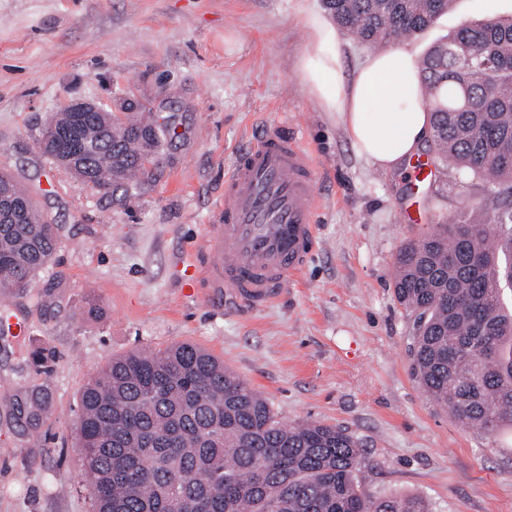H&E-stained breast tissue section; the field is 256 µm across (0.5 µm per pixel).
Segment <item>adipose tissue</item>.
Segmentation results:
<instances>
[{"label": "adipose tissue", "mask_w": 512, "mask_h": 512, "mask_svg": "<svg viewBox=\"0 0 512 512\" xmlns=\"http://www.w3.org/2000/svg\"><path fill=\"white\" fill-rule=\"evenodd\" d=\"M306 25L311 44L301 69L309 93L336 115L359 157L387 174L400 170L432 138L413 53L402 48L374 54L347 76L337 58L335 28L318 14L309 15Z\"/></svg>", "instance_id": "adipose-tissue-1"}]
</instances>
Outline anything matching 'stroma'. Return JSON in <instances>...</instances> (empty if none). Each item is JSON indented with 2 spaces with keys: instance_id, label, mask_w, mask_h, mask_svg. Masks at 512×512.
I'll list each match as a JSON object with an SVG mask.
<instances>
[{
  "instance_id": "obj_1",
  "label": "stroma",
  "mask_w": 512,
  "mask_h": 512,
  "mask_svg": "<svg viewBox=\"0 0 512 512\" xmlns=\"http://www.w3.org/2000/svg\"><path fill=\"white\" fill-rule=\"evenodd\" d=\"M321 0H0V169L59 229L29 288L0 294V512H92L77 444L80 394L113 356L191 342L266 396L281 422L316 421L356 441L371 495L432 512H512V428H465L409 373L412 316L395 299L398 251L454 216L486 223L483 183L438 169L411 190L358 157L297 66ZM512 0H455L415 57ZM134 98L175 128L142 188L99 193L43 156V126L71 100ZM291 114L317 170L319 246L302 277L255 310L207 297L188 268L238 150ZM417 199L424 223L402 212ZM49 353L37 368L35 352ZM46 389L38 427L17 404Z\"/></svg>"
}]
</instances>
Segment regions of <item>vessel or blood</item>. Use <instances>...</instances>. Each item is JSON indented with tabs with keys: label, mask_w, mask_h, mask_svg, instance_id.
I'll list each match as a JSON object with an SVG mask.
<instances>
[{
	"label": "vessel or blood",
	"mask_w": 512,
	"mask_h": 512,
	"mask_svg": "<svg viewBox=\"0 0 512 512\" xmlns=\"http://www.w3.org/2000/svg\"><path fill=\"white\" fill-rule=\"evenodd\" d=\"M316 167L287 118L265 123L240 148L212 203L215 219L196 258L211 293L261 309L296 279L317 247Z\"/></svg>",
	"instance_id": "b4317fda"
}]
</instances>
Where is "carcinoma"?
<instances>
[{"label":"carcinoma","instance_id":"carcinoma-1","mask_svg":"<svg viewBox=\"0 0 512 512\" xmlns=\"http://www.w3.org/2000/svg\"><path fill=\"white\" fill-rule=\"evenodd\" d=\"M452 0H322L340 30L375 46L426 30ZM431 112L432 158L485 182L486 224L461 216L400 250L394 291L413 315L411 371L431 400L486 434L512 428V17L474 18L417 63ZM97 144L76 168L99 192L138 186L163 163L165 121L118 112H60ZM153 131L149 142L132 128ZM58 228L28 203L0 223V291L24 288L52 258ZM46 393L26 395L39 422ZM79 442L94 512H430L418 497H373L354 439L321 423L286 425L268 400L224 362L189 342L131 350L81 393Z\"/></svg>","mask_w":512,"mask_h":512}]
</instances>
